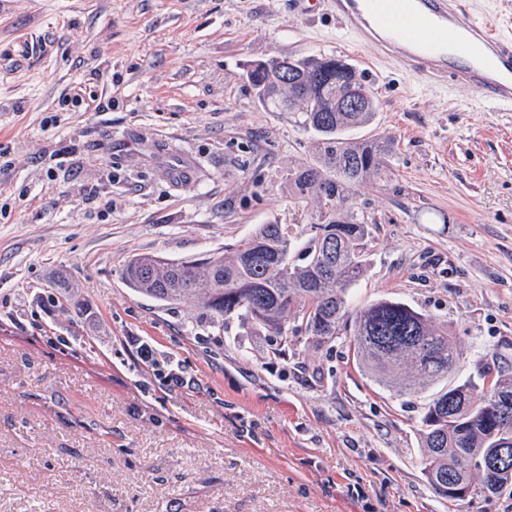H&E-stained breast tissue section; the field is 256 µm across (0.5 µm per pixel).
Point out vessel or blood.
<instances>
[{"label": "vessel or blood", "instance_id": "1", "mask_svg": "<svg viewBox=\"0 0 512 512\" xmlns=\"http://www.w3.org/2000/svg\"><path fill=\"white\" fill-rule=\"evenodd\" d=\"M355 44L394 59L423 81L479 87L512 107V36L478 23L457 0H326Z\"/></svg>", "mask_w": 512, "mask_h": 512}]
</instances>
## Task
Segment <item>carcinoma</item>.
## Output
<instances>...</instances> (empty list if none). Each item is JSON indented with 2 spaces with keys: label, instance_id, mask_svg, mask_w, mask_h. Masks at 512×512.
Instances as JSON below:
<instances>
[{
  "label": "carcinoma",
  "instance_id": "obj_1",
  "mask_svg": "<svg viewBox=\"0 0 512 512\" xmlns=\"http://www.w3.org/2000/svg\"><path fill=\"white\" fill-rule=\"evenodd\" d=\"M305 91L283 82L276 69L246 79L269 110L300 107L298 121L317 136L318 160L290 173L298 199L316 192L322 207L298 229L286 224H258L224 251L201 260L174 261L137 256L124 266L130 287L167 303L200 301L217 317L235 318L253 336L288 342V314L300 319L320 343L334 340L343 321L352 322L351 342L363 374L382 388L403 394L432 385L421 419L422 471L438 497L457 500L452 488L468 496L489 497L512 490V416L503 423L495 390L512 396V371L485 366L487 388L472 380L454 381L459 362L448 325L411 305L387 298L351 312L347 295L367 271L373 219L353 201L359 183L387 174L393 143L361 137L354 131L373 123L376 105L346 61L319 55L296 58ZM366 92L367 107L341 111L337 101L349 85ZM508 443L499 466L488 473L478 461Z\"/></svg>",
  "mask_w": 512,
  "mask_h": 512
}]
</instances>
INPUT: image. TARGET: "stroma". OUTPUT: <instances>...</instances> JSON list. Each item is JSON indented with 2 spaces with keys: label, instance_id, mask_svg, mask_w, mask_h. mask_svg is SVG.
Returning a JSON list of instances; mask_svg holds the SVG:
<instances>
[{
  "label": "stroma",
  "instance_id": "35a3bbf8",
  "mask_svg": "<svg viewBox=\"0 0 512 512\" xmlns=\"http://www.w3.org/2000/svg\"><path fill=\"white\" fill-rule=\"evenodd\" d=\"M353 51L293 0H0V512H512L435 495L428 393L370 382L349 335L319 345L292 321L279 344L122 276L308 223L319 200L288 177L316 138L244 71ZM361 74L395 153L355 189L374 226L351 309L387 297L447 322L456 379L512 365V109L397 63ZM77 91L100 110L67 105Z\"/></svg>",
  "mask_w": 512,
  "mask_h": 512
}]
</instances>
